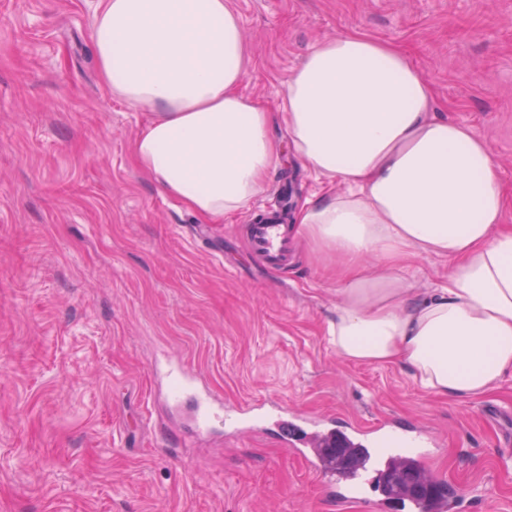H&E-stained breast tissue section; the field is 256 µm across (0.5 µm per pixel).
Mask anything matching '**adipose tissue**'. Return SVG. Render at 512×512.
I'll use <instances>...</instances> for the list:
<instances>
[{"instance_id":"obj_1","label":"adipose tissue","mask_w":512,"mask_h":512,"mask_svg":"<svg viewBox=\"0 0 512 512\" xmlns=\"http://www.w3.org/2000/svg\"><path fill=\"white\" fill-rule=\"evenodd\" d=\"M91 41L108 92L147 115L136 163L199 221L219 223L262 192L281 163L278 121L302 164L345 185L294 217L300 236L343 260L327 329L341 357L405 365L444 399L512 376V227L499 169L483 137L434 114L430 85L400 48L324 39L273 113L241 90L246 47L229 0H100ZM425 255L452 270L420 296L402 272Z\"/></svg>"}]
</instances>
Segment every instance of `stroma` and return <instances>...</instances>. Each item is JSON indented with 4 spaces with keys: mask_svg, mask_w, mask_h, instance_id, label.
I'll list each match as a JSON object with an SVG mask.
<instances>
[{
    "mask_svg": "<svg viewBox=\"0 0 512 512\" xmlns=\"http://www.w3.org/2000/svg\"><path fill=\"white\" fill-rule=\"evenodd\" d=\"M242 92L276 108L324 38L401 47L437 115L485 138L512 197V0H230ZM97 0H0V512H366L265 430L197 434L152 366L196 371L228 406L277 401L366 428L439 433L434 466L482 512H512V377L430 396L402 365L340 357L327 335L335 255L297 242L265 270L245 226L282 181L290 209L324 186L285 151L258 200L199 225L133 163L146 116L100 83Z\"/></svg>",
    "mask_w": 512,
    "mask_h": 512,
    "instance_id": "obj_1",
    "label": "stroma"
}]
</instances>
